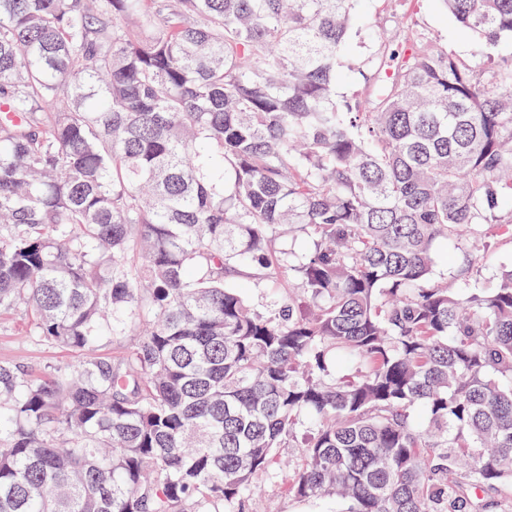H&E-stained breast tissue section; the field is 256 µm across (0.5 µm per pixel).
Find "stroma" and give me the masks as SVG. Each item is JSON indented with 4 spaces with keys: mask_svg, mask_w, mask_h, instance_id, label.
<instances>
[{
    "mask_svg": "<svg viewBox=\"0 0 512 512\" xmlns=\"http://www.w3.org/2000/svg\"><path fill=\"white\" fill-rule=\"evenodd\" d=\"M413 24L420 40L448 50L459 62L481 75L491 67L512 64V41H502L494 62L477 52L476 38L444 8L441 0H358L341 57V75L336 82L337 100H349L361 90L362 74L369 71L385 43H397L402 27ZM0 361H6L40 376L48 365L67 366L77 361L75 353L41 342L31 334V323L21 312L0 314ZM264 512H329L326 503L309 504L278 492L265 481L252 489Z\"/></svg>",
    "mask_w": 512,
    "mask_h": 512,
    "instance_id": "1",
    "label": "stroma"
}]
</instances>
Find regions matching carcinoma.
I'll use <instances>...</instances> for the list:
<instances>
[{
	"label": "carcinoma",
	"mask_w": 512,
	"mask_h": 512,
	"mask_svg": "<svg viewBox=\"0 0 512 512\" xmlns=\"http://www.w3.org/2000/svg\"><path fill=\"white\" fill-rule=\"evenodd\" d=\"M356 2L0 0V313L79 355L0 362V512H249L264 477L489 512L512 485V270L453 287L512 242V66L413 41L342 104ZM443 2L482 54L512 40V0ZM239 288L241 284H239ZM288 288V283L280 280L276 283H264L254 286L252 283L242 288L243 294L253 303L260 306L270 304L274 299H277L285 294Z\"/></svg>",
	"instance_id": "1"
}]
</instances>
